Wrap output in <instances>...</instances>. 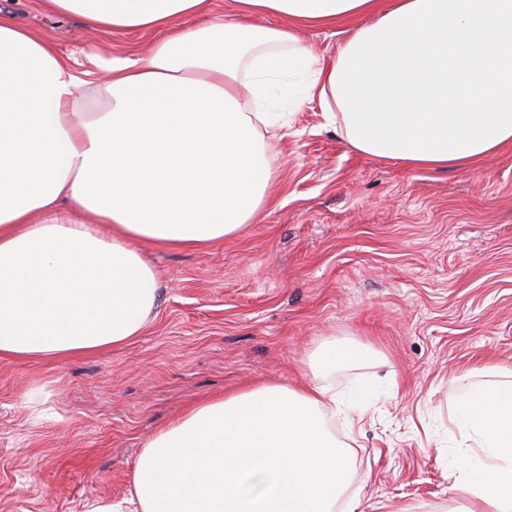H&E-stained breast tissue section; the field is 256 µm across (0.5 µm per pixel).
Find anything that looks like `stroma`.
Here are the masks:
<instances>
[{"instance_id":"35a3bbf8","label":"stroma","mask_w":512,"mask_h":512,"mask_svg":"<svg viewBox=\"0 0 512 512\" xmlns=\"http://www.w3.org/2000/svg\"><path fill=\"white\" fill-rule=\"evenodd\" d=\"M0 11L96 86L157 31L118 32L44 0ZM278 177L243 233L151 249L160 304L131 343L62 363L0 361V512H89L127 497L150 437L188 405L311 378L316 351L360 347L329 382L356 512H468L452 405L460 376L512 369V146L467 170L363 155L318 101L278 103ZM47 396L52 415L25 402Z\"/></svg>"}]
</instances>
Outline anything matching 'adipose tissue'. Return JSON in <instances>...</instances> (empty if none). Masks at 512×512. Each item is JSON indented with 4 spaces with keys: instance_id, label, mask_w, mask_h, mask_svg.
Wrapping results in <instances>:
<instances>
[{
    "instance_id": "adipose-tissue-1",
    "label": "adipose tissue",
    "mask_w": 512,
    "mask_h": 512,
    "mask_svg": "<svg viewBox=\"0 0 512 512\" xmlns=\"http://www.w3.org/2000/svg\"><path fill=\"white\" fill-rule=\"evenodd\" d=\"M46 0L97 28L153 29L144 58L106 62L89 118L78 77L0 13V360L59 362L121 347L158 307L146 247L242 232L276 179L269 90L296 79L356 151L466 169L512 144V0ZM276 15L274 27L250 17ZM358 19L324 56L305 27ZM94 214L95 223L84 221ZM330 342L311 383L257 385L187 410L147 443L128 498L92 512H335L351 478L323 376L357 358ZM456 415L463 492L512 512V380L475 385Z\"/></svg>"
}]
</instances>
